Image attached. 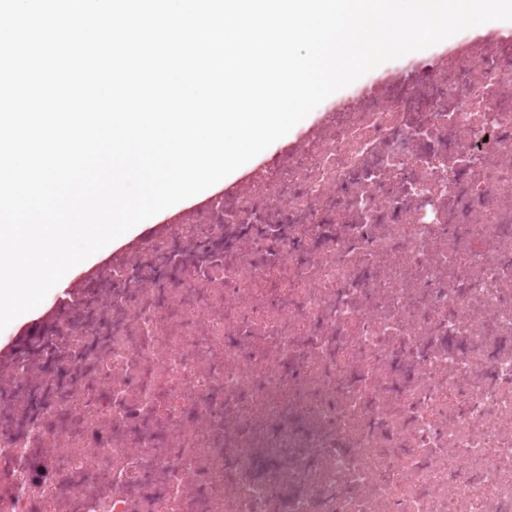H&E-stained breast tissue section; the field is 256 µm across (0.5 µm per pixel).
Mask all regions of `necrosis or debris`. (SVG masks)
<instances>
[{"mask_svg": "<svg viewBox=\"0 0 512 512\" xmlns=\"http://www.w3.org/2000/svg\"><path fill=\"white\" fill-rule=\"evenodd\" d=\"M0 512H512V40L363 85L0 358Z\"/></svg>", "mask_w": 512, "mask_h": 512, "instance_id": "obj_1", "label": "necrosis or debris"}]
</instances>
